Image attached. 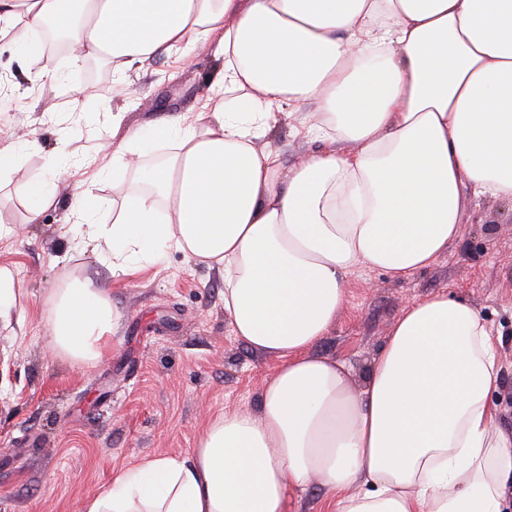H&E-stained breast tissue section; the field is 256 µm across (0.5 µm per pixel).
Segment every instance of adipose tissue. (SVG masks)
<instances>
[{
	"label": "adipose tissue",
	"mask_w": 512,
	"mask_h": 512,
	"mask_svg": "<svg viewBox=\"0 0 512 512\" xmlns=\"http://www.w3.org/2000/svg\"><path fill=\"white\" fill-rule=\"evenodd\" d=\"M0 25L31 52L51 26L121 75L200 47L222 60L193 117L100 146L116 170L166 154L133 168L111 223L74 196L69 231L114 275L174 252L220 269L234 336L279 361L257 412L216 413L187 457L114 471L85 512H286L314 479L330 512H512L497 341L468 301L407 308L359 391L311 352L353 268L408 277L457 238L466 195L512 203V0H0ZM285 107L322 144L290 168L256 146ZM44 168L26 185L33 224L61 155ZM47 313L59 356L106 353V284L66 278Z\"/></svg>",
	"instance_id": "1"
}]
</instances>
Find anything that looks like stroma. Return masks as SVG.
<instances>
[{"label": "stroma", "instance_id": "1", "mask_svg": "<svg viewBox=\"0 0 512 512\" xmlns=\"http://www.w3.org/2000/svg\"><path fill=\"white\" fill-rule=\"evenodd\" d=\"M57 79L32 82L45 61ZM221 64L196 50L172 66L160 55L125 76L118 95L109 64L76 63L20 50L0 34V149L22 153V167L0 175V267L11 270L18 300L0 315V512H84L113 470L146 456H186L210 417L256 411L274 357L237 339L224 310V276L172 254L165 267L111 276L82 243L72 240L70 199L112 198V174L90 180L81 169L58 182V202L38 223L28 221L25 183L43 175V153H94L111 139L112 116L123 127L149 129L189 116L207 97ZM35 137L42 154L23 151ZM294 165L319 149L297 133L287 114L264 138ZM460 236L429 267L406 279L361 266L347 276L346 299L314 354L346 361L356 388L366 384L393 323L411 303L445 292L486 315L500 336L498 423L512 430V205L468 197ZM69 254L68 266L58 258ZM112 285L119 314L107 355L90 366L59 359L46 301L66 273Z\"/></svg>", "mask_w": 512, "mask_h": 512}]
</instances>
